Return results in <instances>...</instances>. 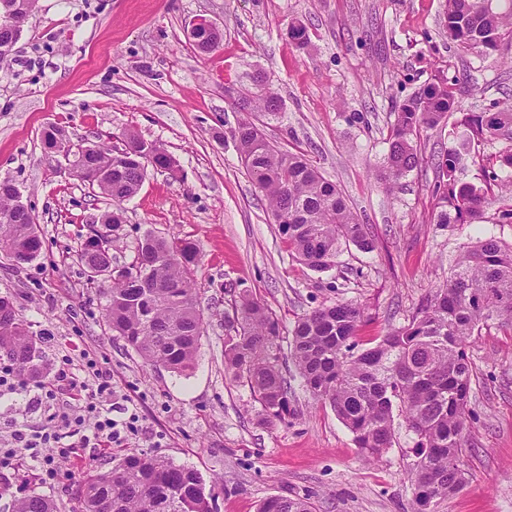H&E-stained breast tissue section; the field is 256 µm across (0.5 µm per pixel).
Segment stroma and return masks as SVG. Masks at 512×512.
I'll return each mask as SVG.
<instances>
[{
	"label": "stroma",
	"mask_w": 512,
	"mask_h": 512,
	"mask_svg": "<svg viewBox=\"0 0 512 512\" xmlns=\"http://www.w3.org/2000/svg\"><path fill=\"white\" fill-rule=\"evenodd\" d=\"M443 0H38L11 57L0 67V179L17 186L44 245L30 264L0 258V296L11 297L50 366H62L72 340L95 348L117 396L139 417L129 449L81 447L54 482L22 481L0 466V512L12 497L49 496L75 512L87 468L107 471L127 451L149 452L196 469L220 485L215 512H257L272 496L306 497L314 512H412L416 437L395 415L391 448L365 460L330 405L293 376L292 411L266 420L248 387L224 369V321L232 295L248 292L285 326L338 301L359 305L357 341L375 345L406 324L441 285L459 254L479 239L512 244V223L489 211L483 224L431 223L434 171L428 162L393 192L375 179L395 105L435 77L474 86L464 101L481 112L512 93V45L477 55L448 37ZM223 32L199 52L186 31L197 18ZM309 35L301 46L293 23ZM264 72L282 101L258 116L276 146H299L346 196L376 248L343 245L336 265L312 270L290 252L268 202L243 167L231 131L241 118L224 87ZM65 130L71 143L112 144L130 128L157 142L179 165L177 177L149 172L121 205L124 222L112 261H131L151 232L190 237L200 248L195 284L205 332L192 368L177 374L146 365L105 324L106 299L81 288L77 250L107 204L49 159L42 133ZM466 451L467 483L435 512H512V334L474 337Z\"/></svg>",
	"instance_id": "obj_1"
}]
</instances>
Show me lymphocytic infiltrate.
<instances>
[{"label":"lymphocytic infiltrate","instance_id":"f902f5d3","mask_svg":"<svg viewBox=\"0 0 512 512\" xmlns=\"http://www.w3.org/2000/svg\"><path fill=\"white\" fill-rule=\"evenodd\" d=\"M78 366L85 375L84 381H76L66 369H58L53 374L24 383L18 380L12 371L0 369V396L17 392L30 396L32 402L47 404L57 395L69 392H82L83 397L76 412L51 414L48 426L42 430H31L26 421L11 419V437L15 442L30 448L28 465L41 475L54 477L58 458L67 456L69 449L61 445L58 432L74 425L87 426L83 437L85 447L102 453L124 447L129 436L135 434L136 419L128 417L114 419L110 402L114 395L112 374L104 368L95 350L82 348L79 351ZM56 444L55 453H47L48 444Z\"/></svg>","mask_w":512,"mask_h":512}]
</instances>
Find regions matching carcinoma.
<instances>
[{"mask_svg":"<svg viewBox=\"0 0 512 512\" xmlns=\"http://www.w3.org/2000/svg\"><path fill=\"white\" fill-rule=\"evenodd\" d=\"M444 26L460 47L478 54L512 42V0H445ZM254 89L239 88L235 105L244 114L232 130L241 162L269 203L295 256L317 271L336 264L343 243L371 252L375 241L359 222L343 192L328 181L301 150L272 144L252 116L276 115L281 99L266 90L264 73ZM465 88L433 82L397 106L386 139L377 183L393 192L422 161L420 133L438 128L452 112H462L455 145L430 158L435 170L432 221L481 224L487 208L500 204L498 220L512 221V104L494 102L483 112H464ZM118 152L94 144L75 159L83 182L115 206L101 215L116 231L123 223L118 205L141 188L148 169L172 175L174 158L160 144L124 129ZM475 143L497 151L481 159L483 183L457 176L463 155ZM17 187L0 181V252L29 264L41 253L38 225L16 214ZM199 248L189 238L151 232L137 240L132 261L112 265V240L87 235L78 250L83 287L106 298L105 322L146 364L175 373L192 367L204 318L193 279ZM234 335L224 343V366L249 388L266 416L282 420L291 411L290 387L282 367V336H291L289 354L314 399L329 404L353 434L367 459L392 446L393 409L398 407L416 435L419 461L412 477L414 512H434L441 498L460 491L466 473L459 465L466 445L473 367L469 340L483 327L512 332V245L495 238L477 241L461 253L448 279L435 288L408 323L375 346L357 349L363 311L352 302L322 306L285 330L278 316L242 292L231 300ZM19 376H43L37 341L17 316L13 302L0 297V365ZM215 489L204 490L192 468L168 459L132 452L107 472L90 470L80 481V512H214ZM12 512H57L49 497L32 493L12 500ZM258 512H312L301 498L272 496Z\"/></svg>","mask_w":512,"mask_h":512,"instance_id":"cac0c4a2","label":"carcinoma"}]
</instances>
